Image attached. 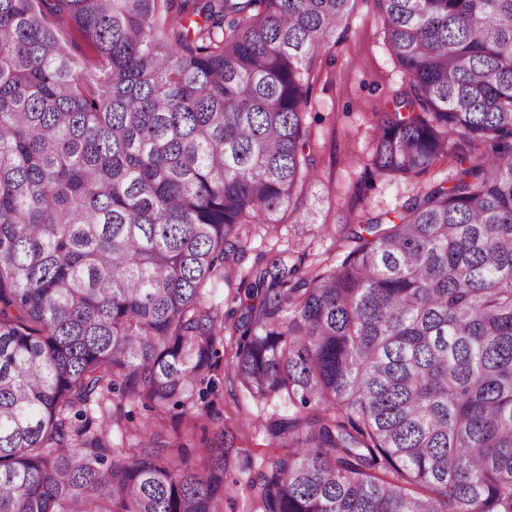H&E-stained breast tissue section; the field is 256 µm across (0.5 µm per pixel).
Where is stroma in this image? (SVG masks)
<instances>
[{
	"mask_svg": "<svg viewBox=\"0 0 512 512\" xmlns=\"http://www.w3.org/2000/svg\"><path fill=\"white\" fill-rule=\"evenodd\" d=\"M407 78L387 47L375 0H357L344 39L314 65L309 83L312 107L306 116L311 153L318 177L309 183L296 211L281 213L279 223L248 225L247 243L224 277L211 285L209 300L224 319L223 365L236 351L233 325L238 288L271 257L320 270L338 266L353 249L347 235L352 219L393 211L409 196L434 182L451 179L459 167L455 153L409 180L373 173V117L385 109ZM212 411L190 417L154 414L124 402L111 432L112 445L134 448L136 434L149 426L164 441L184 443V455L199 461L216 431H224L231 453L226 463L224 512H254V492L246 481L277 450L265 432L266 421L288 411L280 399L254 400L233 378H225L213 398Z\"/></svg>",
	"mask_w": 512,
	"mask_h": 512,
	"instance_id": "obj_1",
	"label": "stroma"
}]
</instances>
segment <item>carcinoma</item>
I'll return each mask as SVG.
<instances>
[{
    "label": "carcinoma",
    "instance_id": "1",
    "mask_svg": "<svg viewBox=\"0 0 512 512\" xmlns=\"http://www.w3.org/2000/svg\"><path fill=\"white\" fill-rule=\"evenodd\" d=\"M355 2L0 0V512H224V431L198 468L113 448L105 413L207 407L206 289L314 177L309 75ZM376 3L407 86L373 169L460 167L340 266L243 289L228 374L288 402L249 487L256 512H512V0ZM61 34L68 41H74L78 44L79 51L77 52V57L83 66V70L91 73L98 72L100 60L93 48L82 40L78 32L75 29L63 24L61 26Z\"/></svg>",
    "mask_w": 512,
    "mask_h": 512
}]
</instances>
